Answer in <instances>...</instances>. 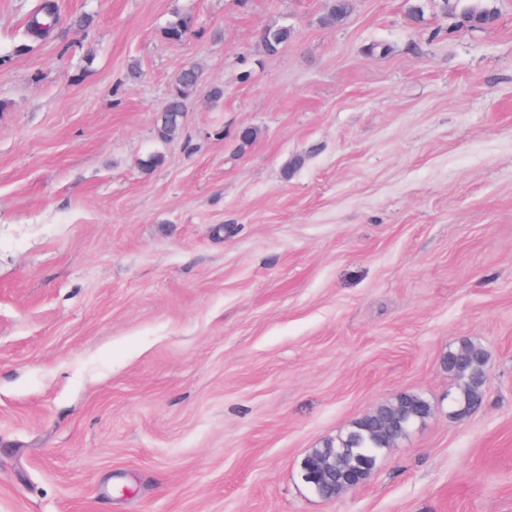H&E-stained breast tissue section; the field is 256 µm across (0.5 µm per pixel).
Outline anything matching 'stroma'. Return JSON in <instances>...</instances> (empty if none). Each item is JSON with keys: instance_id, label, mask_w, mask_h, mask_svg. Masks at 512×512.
<instances>
[{"instance_id": "1", "label": "stroma", "mask_w": 512, "mask_h": 512, "mask_svg": "<svg viewBox=\"0 0 512 512\" xmlns=\"http://www.w3.org/2000/svg\"><path fill=\"white\" fill-rule=\"evenodd\" d=\"M39 2L0 0V512H512V0H56L20 50ZM403 391L432 415L314 494ZM56 6L48 1L40 5L28 18L25 25L26 41L47 37L56 22ZM291 38L292 30L288 25H281L266 29L262 35V43L268 53H274L288 45ZM201 81V74L194 66H187L174 76L170 95L157 119V133L162 140L180 135L186 101ZM443 367L456 381L455 398L473 410L482 403L487 382V355L473 340H463L443 356ZM432 412L430 402L422 395L403 391L358 418L335 441L314 448L305 459L321 465L313 475V484L322 498L336 485V496L355 475L374 472L387 448L404 439L411 428L427 419ZM334 496V497H336ZM332 497V498H334Z\"/></svg>"}]
</instances>
